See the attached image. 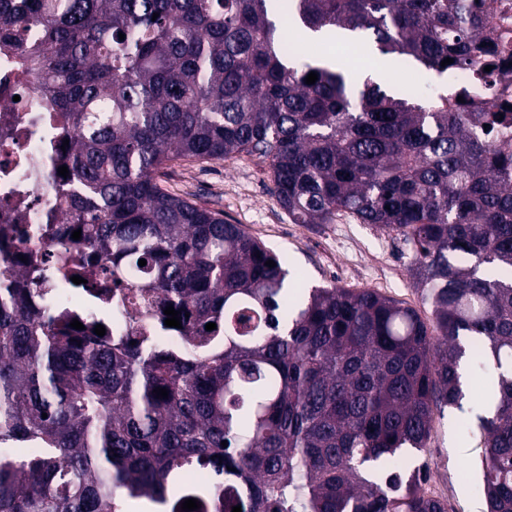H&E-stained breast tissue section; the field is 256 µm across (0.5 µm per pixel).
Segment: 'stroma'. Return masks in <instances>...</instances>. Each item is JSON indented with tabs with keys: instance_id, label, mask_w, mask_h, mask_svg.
I'll list each match as a JSON object with an SVG mask.
<instances>
[{
	"instance_id": "1",
	"label": "stroma",
	"mask_w": 512,
	"mask_h": 512,
	"mask_svg": "<svg viewBox=\"0 0 512 512\" xmlns=\"http://www.w3.org/2000/svg\"><path fill=\"white\" fill-rule=\"evenodd\" d=\"M161 178L170 193L223 212L274 251L287 253L309 285L371 288L412 308L422 306L411 259L401 243L345 214L332 224L295 223L270 193L269 164L261 158L242 154L219 161L177 160ZM463 379L468 396L462 408L436 416L422 456L448 512H485L473 473L480 443L463 436L466 427L477 424L474 405L484 396L485 379L468 370Z\"/></svg>"
}]
</instances>
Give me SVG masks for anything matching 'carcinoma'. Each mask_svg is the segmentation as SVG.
I'll return each instance as SVG.
<instances>
[{
  "mask_svg": "<svg viewBox=\"0 0 512 512\" xmlns=\"http://www.w3.org/2000/svg\"><path fill=\"white\" fill-rule=\"evenodd\" d=\"M482 24L475 0H0V50L17 54L0 91L37 90L72 174L44 224L53 255L0 256V512H448L407 452L462 407L465 359L499 379L476 466L487 512H512V150L471 132L508 114L354 84L303 51L306 32L343 34L441 76ZM242 153L269 161L295 223L346 213L406 246L429 316L310 288L156 180ZM77 229L82 250L62 237ZM101 274L125 335L44 306L57 280L96 300Z\"/></svg>",
  "mask_w": 512,
  "mask_h": 512,
  "instance_id": "obj_1",
  "label": "carcinoma"
}]
</instances>
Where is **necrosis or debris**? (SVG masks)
<instances>
[{"instance_id": "4bbe7bcc", "label": "necrosis or debris", "mask_w": 512, "mask_h": 512, "mask_svg": "<svg viewBox=\"0 0 512 512\" xmlns=\"http://www.w3.org/2000/svg\"><path fill=\"white\" fill-rule=\"evenodd\" d=\"M486 24L474 52L475 64L458 70L453 85L471 108L512 106V0H481ZM49 127L19 129L14 139L0 140V224L23 222L25 231L5 242L13 257L36 262L51 253L50 243L36 230L43 214L59 205L57 188L65 179L47 152Z\"/></svg>"}]
</instances>
